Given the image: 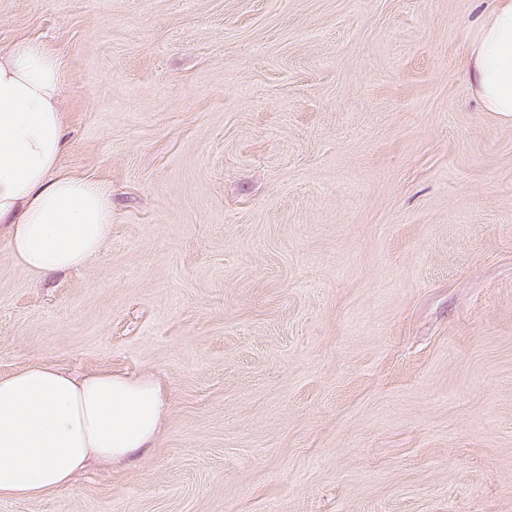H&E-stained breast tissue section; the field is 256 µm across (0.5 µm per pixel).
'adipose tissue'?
I'll return each instance as SVG.
<instances>
[{"label": "adipose tissue", "mask_w": 512, "mask_h": 512, "mask_svg": "<svg viewBox=\"0 0 512 512\" xmlns=\"http://www.w3.org/2000/svg\"><path fill=\"white\" fill-rule=\"evenodd\" d=\"M64 56L28 41L0 53V224L35 276L84 268L112 232L110 188L62 165ZM465 68L484 110L512 119V0H484ZM164 406L148 377H77L49 364L0 375V499L60 493L90 461L153 447Z\"/></svg>", "instance_id": "adipose-tissue-1"}]
</instances>
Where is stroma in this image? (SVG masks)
Masks as SVG:
<instances>
[{
  "instance_id": "obj_1",
  "label": "stroma",
  "mask_w": 512,
  "mask_h": 512,
  "mask_svg": "<svg viewBox=\"0 0 512 512\" xmlns=\"http://www.w3.org/2000/svg\"><path fill=\"white\" fill-rule=\"evenodd\" d=\"M477 0H0L67 47L63 164L112 236L37 278L0 374L150 375L153 448L0 512H512V120ZM480 1L465 53L469 84L486 112L512 119V0Z\"/></svg>"
}]
</instances>
